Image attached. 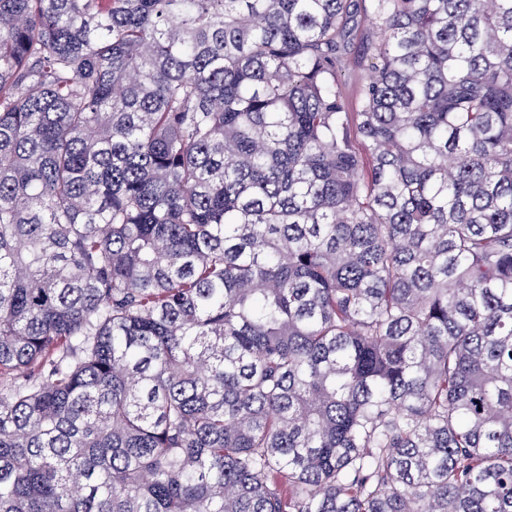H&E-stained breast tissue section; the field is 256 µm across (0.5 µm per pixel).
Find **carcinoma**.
<instances>
[{
	"mask_svg": "<svg viewBox=\"0 0 512 512\" xmlns=\"http://www.w3.org/2000/svg\"><path fill=\"white\" fill-rule=\"evenodd\" d=\"M0 0V512H512V0ZM358 39L359 37L353 36L348 53V65L342 71L339 76L338 87L344 96L350 100H354L356 91L359 83L364 77H366V71H364L357 63L356 56L358 51Z\"/></svg>",
	"mask_w": 512,
	"mask_h": 512,
	"instance_id": "carcinoma-1",
	"label": "carcinoma"
}]
</instances>
